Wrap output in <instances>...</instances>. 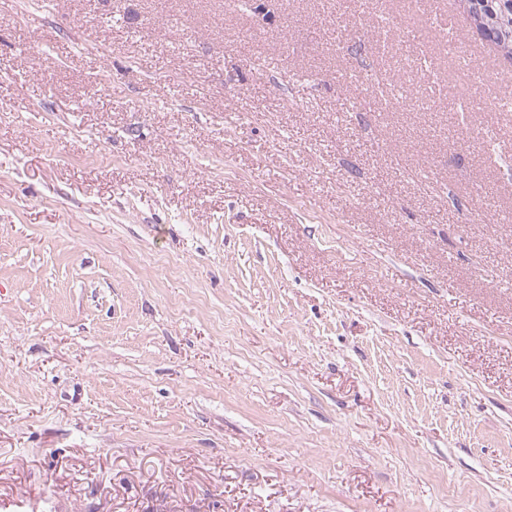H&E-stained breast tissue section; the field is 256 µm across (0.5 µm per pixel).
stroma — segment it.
<instances>
[{
    "label": "stroma",
    "mask_w": 512,
    "mask_h": 512,
    "mask_svg": "<svg viewBox=\"0 0 512 512\" xmlns=\"http://www.w3.org/2000/svg\"><path fill=\"white\" fill-rule=\"evenodd\" d=\"M412 0H0V512H512V111ZM384 69L413 99L367 90Z\"/></svg>",
    "instance_id": "stroma-1"
}]
</instances>
